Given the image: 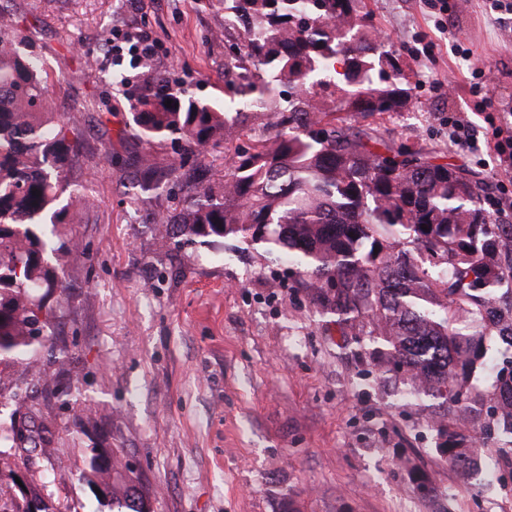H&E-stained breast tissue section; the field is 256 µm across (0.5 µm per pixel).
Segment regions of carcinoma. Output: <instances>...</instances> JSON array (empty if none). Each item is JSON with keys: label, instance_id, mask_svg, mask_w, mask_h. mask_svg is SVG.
<instances>
[{"label": "carcinoma", "instance_id": "obj_1", "mask_svg": "<svg viewBox=\"0 0 512 512\" xmlns=\"http://www.w3.org/2000/svg\"><path fill=\"white\" fill-rule=\"evenodd\" d=\"M220 2L224 37L237 40L224 63V107L150 68L132 103L134 131L148 146L139 158L144 192L169 176L183 191L179 211L153 214L157 231L175 226L191 242L232 238L288 254L341 335L406 376L404 398L446 407L437 452L463 477L477 467L472 378L488 352L479 326L496 319L508 350L491 364V396L511 443L498 452L512 460V289L503 307L496 302L512 281V224L491 221L481 204L486 185L454 165L422 149L395 153L336 117L364 119L381 100L389 112L410 103L399 57L383 49L365 0ZM33 29L0 9V365L7 367L43 351L55 356L50 301L66 290L62 258L80 249L71 227L81 198L60 200L74 184L81 135L49 105L62 80L26 50ZM258 110L276 113L279 130L236 153L224 181L202 186L189 172L158 170L154 146L217 145ZM361 319L370 325L365 334L354 332ZM54 426L48 415L12 427L14 452L0 451V500L9 512H62L28 470L29 454ZM82 478L104 490L89 512L105 504L151 512L135 487L117 491L108 468L92 462Z\"/></svg>", "mask_w": 512, "mask_h": 512}]
</instances>
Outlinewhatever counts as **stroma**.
<instances>
[{"label":"stroma","instance_id":"obj_1","mask_svg":"<svg viewBox=\"0 0 512 512\" xmlns=\"http://www.w3.org/2000/svg\"><path fill=\"white\" fill-rule=\"evenodd\" d=\"M386 49L399 55L410 104L364 120L396 144L444 152L487 186L484 207L512 224V195L499 187L502 151L486 140L512 122V11L462 0L443 11L425 0H365ZM35 18L31 48L48 71L68 78L51 106L77 119L81 168L76 193L90 201L73 233L82 247L56 311L53 341L65 356L39 354L11 370L24 410L55 416L52 439L34 457L46 486L73 512L94 502L81 479L92 449L112 448L154 512H512V467L497 452L491 404L476 401L481 465L468 479L434 452L436 415L402 398L401 377L368 350L345 348L319 315L304 276L287 259L233 240L211 248L161 237L152 212H175V184L141 201L130 102L143 71L126 86L109 81L112 47L96 33L133 27L156 39L153 67L190 95L224 101L218 0H0ZM496 80L491 103L472 92L475 67ZM468 115L472 144H450L449 113ZM274 118L249 113L235 141L199 155L162 144L161 169H199L202 184L231 171L235 147L270 136ZM430 494H422L419 479Z\"/></svg>","mask_w":512,"mask_h":512}]
</instances>
